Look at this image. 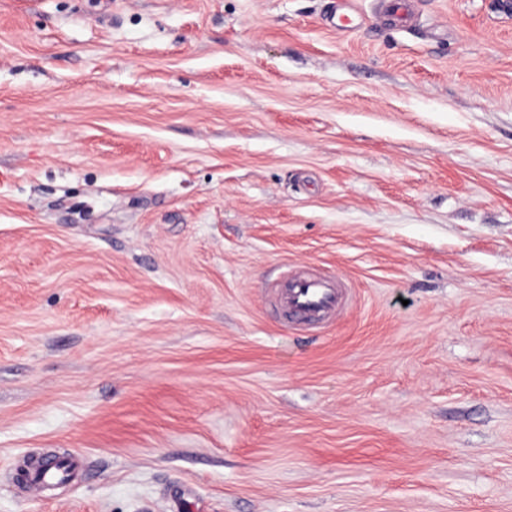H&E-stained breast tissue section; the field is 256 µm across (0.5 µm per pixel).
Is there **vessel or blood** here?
<instances>
[{"mask_svg":"<svg viewBox=\"0 0 512 512\" xmlns=\"http://www.w3.org/2000/svg\"><path fill=\"white\" fill-rule=\"evenodd\" d=\"M269 301L288 324L317 328L335 320L350 301L339 278L319 271L290 272L269 290Z\"/></svg>","mask_w":512,"mask_h":512,"instance_id":"obj_1","label":"vessel or blood"}]
</instances>
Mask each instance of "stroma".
Here are the masks:
<instances>
[{"mask_svg": "<svg viewBox=\"0 0 512 512\" xmlns=\"http://www.w3.org/2000/svg\"><path fill=\"white\" fill-rule=\"evenodd\" d=\"M330 3L0 0V512H512V12ZM349 289L336 276L292 271L269 289V301L293 327L317 328L336 319L350 301Z\"/></svg>", "mask_w": 512, "mask_h": 512, "instance_id": "stroma-1", "label": "stroma"}]
</instances>
